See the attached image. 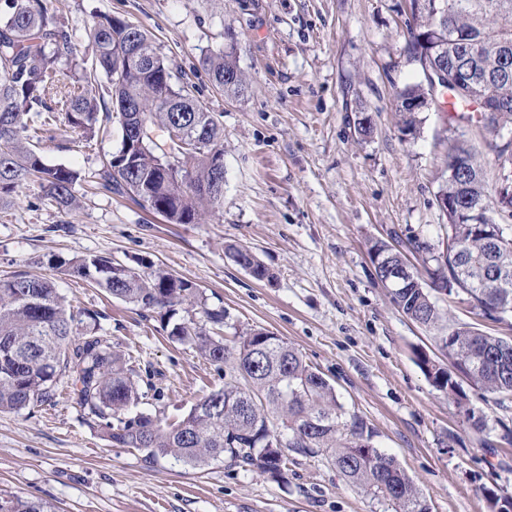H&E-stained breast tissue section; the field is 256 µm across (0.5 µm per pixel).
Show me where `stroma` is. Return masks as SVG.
Masks as SVG:
<instances>
[{"label":"stroma","mask_w":512,"mask_h":512,"mask_svg":"<svg viewBox=\"0 0 512 512\" xmlns=\"http://www.w3.org/2000/svg\"><path fill=\"white\" fill-rule=\"evenodd\" d=\"M75 29L76 56L63 79L91 58L87 32L97 10L149 31L177 78L224 124V204L204 224H168L126 197L94 187L102 161L121 142L105 123L92 142L64 129L43 133L37 152L78 169L79 209L65 213L20 190L0 209V277L48 273L55 257L101 255L153 264L189 279L223 306L225 338L264 329L288 341L333 385L345 410L374 432L427 500L431 512H491L487 490L512 499V407L474 399L487 418L474 432L417 364L435 353L433 333L407 318L374 278L373 241L445 237L438 203L448 146L470 138L446 113L420 115L404 136L395 112L422 71L407 52L406 0H53ZM235 46L248 88L217 95L204 52ZM374 134L361 140L357 110ZM250 249L271 276L259 281L226 254ZM73 311L105 317L113 342L137 363L148 395L138 409L170 420L224 385V373L172 341L159 316L88 282L59 276ZM40 498L55 512H386L369 490L345 483L325 456L293 455L288 481L223 463L193 469L150 464L115 448L86 423L59 387L53 404L0 412V498Z\"/></svg>","instance_id":"1"}]
</instances>
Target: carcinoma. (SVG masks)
Returning a JSON list of instances; mask_svg holds the SVG:
<instances>
[{
	"label": "carcinoma",
	"instance_id": "cac0c4a2",
	"mask_svg": "<svg viewBox=\"0 0 512 512\" xmlns=\"http://www.w3.org/2000/svg\"><path fill=\"white\" fill-rule=\"evenodd\" d=\"M413 27L410 56L466 72L468 93L440 88L437 102L451 98L448 120L484 137L490 125L512 128V0H409ZM88 37L91 64L69 83L57 63L74 53V33L58 21L52 0H0V207L17 189L38 185L41 199L62 211L78 206L79 171L48 165L32 149L33 135L59 123L90 141L99 114L116 121L121 146L102 161L97 184L127 195L171 224H199L224 203V127L219 113L201 103L186 82L175 83L169 61L143 28L99 13ZM202 64L214 88L227 96L246 91L234 48L205 54ZM106 81L108 97L93 93ZM427 92L422 83L397 94L401 129L413 130L418 112L406 101ZM489 97L504 111L489 118L467 106ZM166 132L159 144L149 137ZM450 148L467 155L464 181L447 177L440 194L473 212L494 210V193L485 176L486 160L465 142ZM461 216L446 225V239L460 240V251L441 264L443 251L415 236L375 242L386 266L421 258L424 274L391 291L393 303L409 319L436 331L435 343L446 357L442 365L425 352L417 361L431 384L463 411L470 428L486 430L484 414L471 406L462 383L499 405L512 403V338L470 326L443 323L436 296L449 288L472 312L496 320L512 313V224H486L478 230ZM238 266L252 277H269L267 268L245 248L227 247ZM57 272L105 289L113 298L143 313H157L168 335L224 368V387L202 397L182 417L167 421L142 412L131 414L141 399L131 358L112 345L101 314H74L52 275L18 271L0 278V412L33 409L53 400L67 377L71 400L115 448H133L153 463L170 458L202 469L227 462L247 473L288 482V454H324L348 484L364 487L387 502L390 512H430L413 480L394 457L374 446L373 432L357 415L345 412L334 387L304 360L295 347L264 329L247 328L227 343L226 312L209 306L197 285L161 267L113 262L103 256H75L52 263ZM199 311L202 322L190 313ZM186 316L175 319L179 312ZM0 512H53L42 499L0 498Z\"/></svg>",
	"mask_w": 512,
	"mask_h": 512
}]
</instances>
